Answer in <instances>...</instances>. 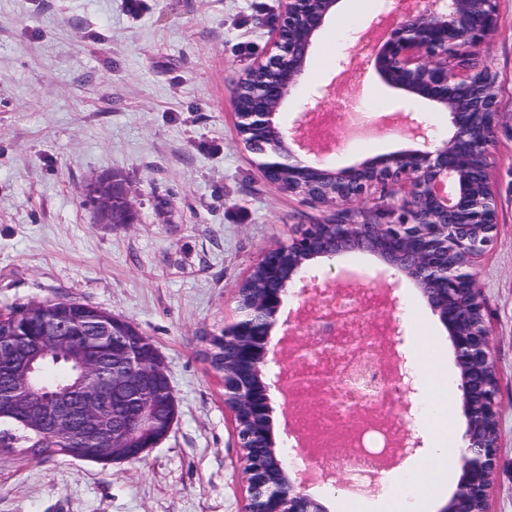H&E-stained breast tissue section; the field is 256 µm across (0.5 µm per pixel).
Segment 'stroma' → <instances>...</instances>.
<instances>
[{
	"label": "stroma",
	"instance_id": "obj_1",
	"mask_svg": "<svg viewBox=\"0 0 512 512\" xmlns=\"http://www.w3.org/2000/svg\"><path fill=\"white\" fill-rule=\"evenodd\" d=\"M479 65L498 76L504 113L490 155L497 224L476 271L486 302L500 400L499 454L488 512H512V0ZM280 0H0V309L72 300L137 326L168 369L178 416L139 461L102 466L0 456V512H244L234 421L224 409L208 338L238 314L237 285L261 253L332 212L266 181L240 142L239 79L268 47ZM377 0H344L307 59L303 98L334 85L384 114L402 97L354 51ZM351 58L349 68L340 60ZM330 165L355 166L411 149L400 133L358 145L334 131ZM116 175L130 224L98 223L91 179ZM393 311L404 335L430 338L440 379L455 353L420 288L402 280ZM379 492L351 499L335 481L308 486L327 512L370 510L408 486L412 512H440L456 490L444 465L412 455L382 470Z\"/></svg>",
	"mask_w": 512,
	"mask_h": 512
}]
</instances>
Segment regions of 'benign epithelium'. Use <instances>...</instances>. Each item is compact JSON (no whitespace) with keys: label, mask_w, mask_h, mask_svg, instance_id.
Wrapping results in <instances>:
<instances>
[{"label":"benign epithelium","mask_w":512,"mask_h":512,"mask_svg":"<svg viewBox=\"0 0 512 512\" xmlns=\"http://www.w3.org/2000/svg\"><path fill=\"white\" fill-rule=\"evenodd\" d=\"M339 2L282 0L271 46L240 79L235 98L239 135L258 155L263 176L335 211L329 222L305 224L288 243L260 255L237 288L238 317L221 331L231 347L221 381L224 409L235 421L247 413L255 421L250 437L265 450L257 471L242 474L246 512H327L306 493L302 468L289 466L277 449L264 369L286 297L326 300L342 287L341 276L325 274L315 261L356 252L378 256L385 269L377 276L390 286L403 276L412 280L448 329L468 425L459 486L442 512H476L477 502L487 512L500 406L491 333L473 269L496 224L489 147L503 113L496 77L469 59L498 28L496 0H381L378 18L400 11L402 20L374 47L376 72L404 93L403 101L425 99L448 112L454 133L439 139L414 117L418 147L335 169L318 145L305 141L324 89L310 96L294 123H282L280 112ZM357 202L367 204L373 219L359 223L347 216ZM91 320L97 331L112 333L113 343L123 337L134 348H116L106 362L77 354V375L45 394L35 384L42 362L71 341L55 320L41 319L39 348L0 360V417L62 437L76 459L132 462L169 435L177 400L157 348L133 324L104 312ZM383 361L397 385L401 414L408 416L415 389L403 356L390 351ZM108 406L110 416L104 414Z\"/></svg>","instance_id":"benign-epithelium-1"}]
</instances>
